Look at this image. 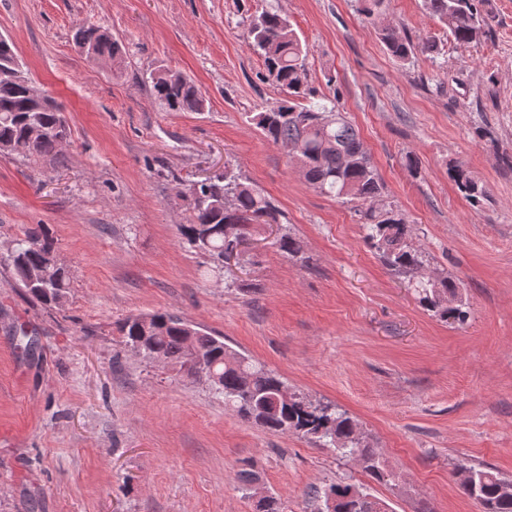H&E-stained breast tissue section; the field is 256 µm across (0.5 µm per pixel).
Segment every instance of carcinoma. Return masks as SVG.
<instances>
[{"instance_id": "cac0c4a2", "label": "carcinoma", "mask_w": 512, "mask_h": 512, "mask_svg": "<svg viewBox=\"0 0 512 512\" xmlns=\"http://www.w3.org/2000/svg\"><path fill=\"white\" fill-rule=\"evenodd\" d=\"M425 8L448 30V38L468 45L490 32L495 15L489 0H424ZM251 46L262 58L264 79L276 86V105L250 116L265 138L287 149L290 163L315 190L353 205L365 231L364 241L381 262L397 275L408 277L426 265L424 248L415 241L409 220L382 199L371 156L346 116L328 106L331 99L315 98L307 81V52L288 19L270 7L249 19ZM381 39L392 56L408 61L417 53L433 55L436 41L415 43L395 29L381 28ZM76 46L93 61L108 60L123 66L126 48L105 27L83 23L77 28ZM17 60L11 41H0V156L17 157L27 164L63 161L61 139L69 128L52 100H35L26 87L3 77ZM153 103L165 112H201L206 98L183 73L158 66L149 73ZM452 178L467 201L481 204L485 190L470 173L457 167ZM188 216L179 225L183 240L214 263L235 236L227 229L253 234L263 224L278 223L279 211L271 198L252 184L240 181L230 166L224 172L192 182L184 193ZM291 259L306 261L299 241L283 233L274 242ZM9 265L17 282L37 302L60 306L71 288V272L57 256L56 241L43 224L23 231L10 252ZM419 303L443 320L463 322L467 310L458 284L449 277L413 282ZM183 319L167 314L131 315L118 324L124 345L149 361L179 367L194 381L207 383L224 396V406L238 417L272 433L293 434L332 448L359 462L371 478L386 482V469L377 449L361 436L359 423L328 403L314 402L295 391L283 397L288 384L277 373L251 357L231 349L224 337L196 329L187 337ZM463 494L476 500L484 512H512V480L489 470L461 465L457 470ZM335 499L334 512H375L380 501L361 487L332 483L312 490L314 503Z\"/></svg>"}]
</instances>
